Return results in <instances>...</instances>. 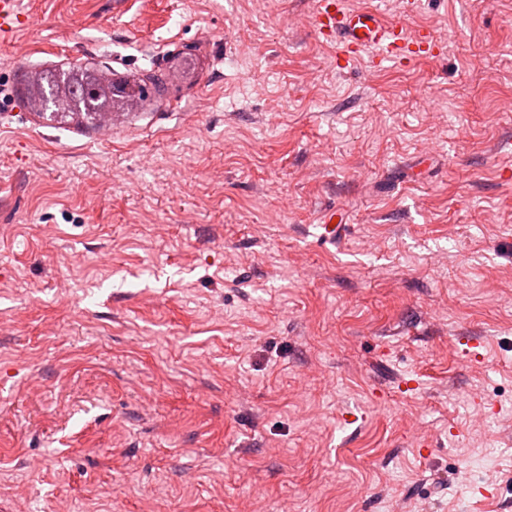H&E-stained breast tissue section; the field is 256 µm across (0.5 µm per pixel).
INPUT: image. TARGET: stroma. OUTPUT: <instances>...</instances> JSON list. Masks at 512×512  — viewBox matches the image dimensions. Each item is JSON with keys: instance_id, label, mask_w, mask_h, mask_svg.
Listing matches in <instances>:
<instances>
[{"instance_id": "35a3bbf8", "label": "stroma", "mask_w": 512, "mask_h": 512, "mask_svg": "<svg viewBox=\"0 0 512 512\" xmlns=\"http://www.w3.org/2000/svg\"><path fill=\"white\" fill-rule=\"evenodd\" d=\"M21 0L0 41L11 512H512V0ZM144 79L100 127L27 71ZM342 230L323 241L322 216ZM41 21L37 15L23 13L17 0H0V38L13 36L20 27L36 29ZM312 28L323 42L339 48L337 61L373 50L371 66L385 61L412 62L436 54L438 46L426 28L408 30L390 22L371 6L348 8L343 0H321Z\"/></svg>"}]
</instances>
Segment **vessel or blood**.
Wrapping results in <instances>:
<instances>
[{
    "instance_id": "vessel-or-blood-1",
    "label": "vessel or blood",
    "mask_w": 512,
    "mask_h": 512,
    "mask_svg": "<svg viewBox=\"0 0 512 512\" xmlns=\"http://www.w3.org/2000/svg\"><path fill=\"white\" fill-rule=\"evenodd\" d=\"M39 16L23 13L18 0H0V38L18 28H38ZM312 28L323 42L336 45L339 60L370 52L372 67L387 61L411 62L436 54L438 46L428 29L410 30L390 22L369 6L347 7L344 0H320Z\"/></svg>"
}]
</instances>
